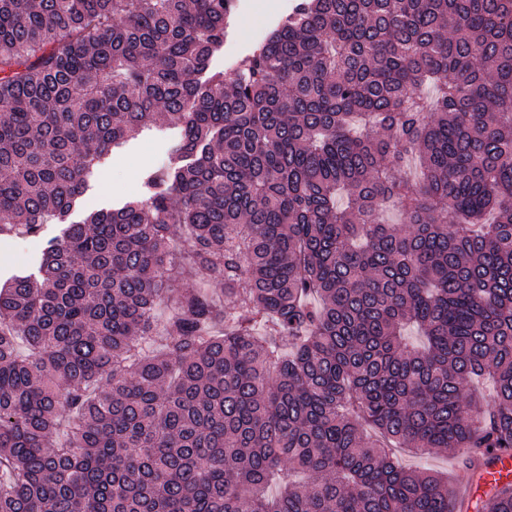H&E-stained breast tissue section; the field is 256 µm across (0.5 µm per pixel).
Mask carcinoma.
I'll return each instance as SVG.
<instances>
[{
  "mask_svg": "<svg viewBox=\"0 0 512 512\" xmlns=\"http://www.w3.org/2000/svg\"><path fill=\"white\" fill-rule=\"evenodd\" d=\"M235 4L0 0V233L183 132L0 286V512H464L393 448L512 452V0H295L226 86ZM180 140V128L151 125L113 148L90 178L68 222L81 220L87 206L117 209L131 198H143L154 173L168 162Z\"/></svg>",
  "mask_w": 512,
  "mask_h": 512,
  "instance_id": "1",
  "label": "carcinoma"
}]
</instances>
